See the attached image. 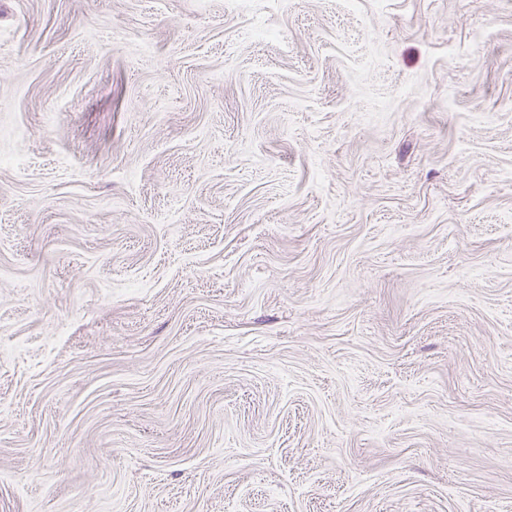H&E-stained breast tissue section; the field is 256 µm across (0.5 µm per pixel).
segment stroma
<instances>
[{
  "instance_id": "1",
  "label": "stroma",
  "mask_w": 512,
  "mask_h": 512,
  "mask_svg": "<svg viewBox=\"0 0 512 512\" xmlns=\"http://www.w3.org/2000/svg\"><path fill=\"white\" fill-rule=\"evenodd\" d=\"M0 512H512V0H0Z\"/></svg>"
}]
</instances>
